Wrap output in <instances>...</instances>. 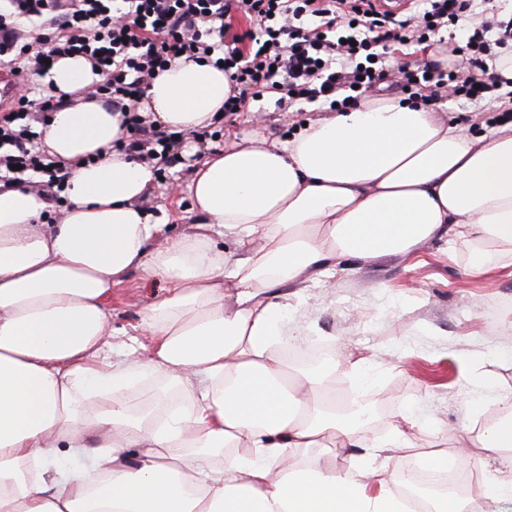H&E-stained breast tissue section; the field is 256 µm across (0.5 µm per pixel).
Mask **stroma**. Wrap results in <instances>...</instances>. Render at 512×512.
Instances as JSON below:
<instances>
[{
  "instance_id": "1",
  "label": "stroma",
  "mask_w": 512,
  "mask_h": 512,
  "mask_svg": "<svg viewBox=\"0 0 512 512\" xmlns=\"http://www.w3.org/2000/svg\"><path fill=\"white\" fill-rule=\"evenodd\" d=\"M250 108L280 137L295 122L325 113L318 101L280 107L270 96ZM192 165L186 158L166 169L149 196L165 236L187 229L191 200L184 188ZM467 252L462 243L430 242L371 264L344 259L327 288L312 281L288 286V326L300 331L292 347H329L344 364L337 391L357 396L372 411L362 443L384 440L405 414L437 435L466 422L483 424L494 415L487 405L493 392L512 388V266L472 277L465 271ZM165 294L163 280L139 270L113 285V358L138 345L145 305ZM451 361L464 368L453 381ZM352 363L362 366V377L348 374Z\"/></svg>"
}]
</instances>
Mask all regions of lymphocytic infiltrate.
<instances>
[{
  "instance_id": "obj_1",
  "label": "lymphocytic infiltrate",
  "mask_w": 512,
  "mask_h": 512,
  "mask_svg": "<svg viewBox=\"0 0 512 512\" xmlns=\"http://www.w3.org/2000/svg\"><path fill=\"white\" fill-rule=\"evenodd\" d=\"M236 11L257 25L256 49L246 56L232 31ZM29 20L39 21V31L26 28ZM493 30L498 38L487 40ZM511 41L512 20L499 19L479 0H412L403 11L381 8L378 0H8L0 10V66L15 83L9 106L0 110V188H33L55 205L42 223L58 220L70 172L39 139L61 102L34 96L32 78L45 76L60 58L84 57L102 75L86 93L121 113L127 136L117 149L161 170L180 161L187 141L202 148L209 137L204 129L163 130L138 110L139 94L173 58L223 66L234 89L224 101L228 115L268 94L344 110L392 80L433 106L505 99V84L490 67ZM391 45L434 46L458 64L449 71L431 61L394 66L386 55Z\"/></svg>"
}]
</instances>
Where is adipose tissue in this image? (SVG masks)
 <instances>
[{"instance_id": "adipose-tissue-1", "label": "adipose tissue", "mask_w": 512, "mask_h": 512, "mask_svg": "<svg viewBox=\"0 0 512 512\" xmlns=\"http://www.w3.org/2000/svg\"><path fill=\"white\" fill-rule=\"evenodd\" d=\"M94 79L81 58L45 77L66 100L43 141L71 167L58 223H40L45 197L0 189V512H407L385 462L417 422L360 447L352 415L330 400L335 366L289 367L288 302L271 291L436 238L469 246V274L511 264L512 122L473 135L389 95L284 138L253 130L196 164L195 221L162 246L163 225L141 207L154 165L116 150L125 132L110 105L68 100ZM229 93L212 63L180 58L140 110L190 132L220 119ZM216 226L231 253L212 246ZM134 269L168 294L142 320L146 349L115 362L106 302ZM149 376L170 381L181 405L144 402ZM93 400L104 408L89 412ZM491 402L495 418L460 427L456 443L486 498H512V481L486 470L492 456L512 469V389ZM64 449L90 470L51 469ZM93 471L108 482L90 483Z\"/></svg>"}]
</instances>
